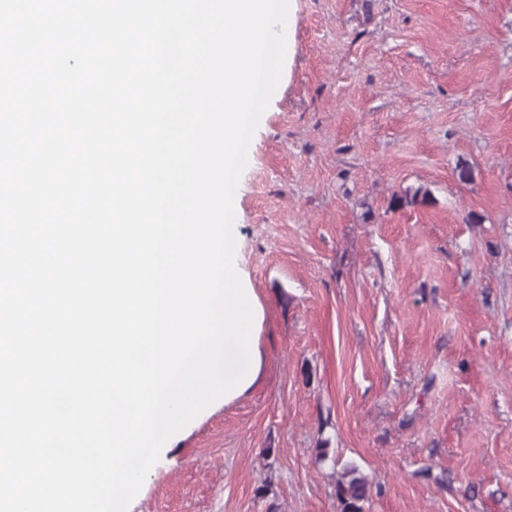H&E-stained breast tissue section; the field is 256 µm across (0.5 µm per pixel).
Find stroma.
Masks as SVG:
<instances>
[{"label": "stroma", "instance_id": "35a3bbf8", "mask_svg": "<svg viewBox=\"0 0 512 512\" xmlns=\"http://www.w3.org/2000/svg\"><path fill=\"white\" fill-rule=\"evenodd\" d=\"M286 42L237 195L260 375L128 512H340L349 464L364 512H512V0H295ZM369 488L370 481L356 466H346L336 481V498L341 512H364Z\"/></svg>", "mask_w": 512, "mask_h": 512}]
</instances>
